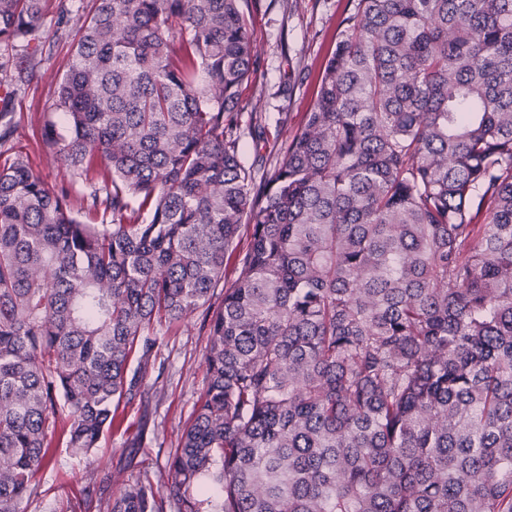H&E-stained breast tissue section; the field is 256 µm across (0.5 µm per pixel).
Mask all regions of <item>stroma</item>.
Here are the masks:
<instances>
[{"mask_svg":"<svg viewBox=\"0 0 512 512\" xmlns=\"http://www.w3.org/2000/svg\"><path fill=\"white\" fill-rule=\"evenodd\" d=\"M357 0H252L246 17L256 54L255 72L241 88L248 111L241 119L239 157L255 181H263L279 161L308 112L318 76L353 14ZM86 0H48L38 35L42 52L29 57V80L19 83L11 102L0 112V155L22 153L30 168L50 188L65 190L73 210H80L91 185L101 180V159L72 174L45 142L48 122L60 121L58 82L67 68L84 23ZM264 140L254 143L253 127ZM157 344L142 383L143 397L125 410L117 429L105 431L89 454L76 455L64 440L37 476V493L22 512H73L83 489L109 481L110 495L147 468L158 488L168 482V459L178 448L194 404L202 390L209 321L196 312L181 321L155 328Z\"/></svg>","mask_w":512,"mask_h":512,"instance_id":"stroma-1","label":"stroma"}]
</instances>
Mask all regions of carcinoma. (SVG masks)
<instances>
[{
  "label": "carcinoma",
  "mask_w": 512,
  "mask_h": 512,
  "mask_svg": "<svg viewBox=\"0 0 512 512\" xmlns=\"http://www.w3.org/2000/svg\"><path fill=\"white\" fill-rule=\"evenodd\" d=\"M43 2L0 0V47L40 50ZM89 2L52 138L104 162L89 219L0 163V512L60 413L77 454L116 424L242 224L166 491L145 469L110 512H512V0H358L259 187L248 0Z\"/></svg>",
  "instance_id": "1"
}]
</instances>
